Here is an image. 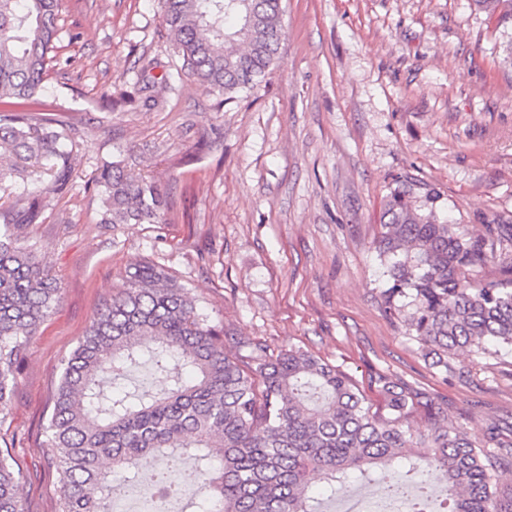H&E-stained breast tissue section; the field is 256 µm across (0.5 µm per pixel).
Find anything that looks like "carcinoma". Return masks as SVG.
Segmentation results:
<instances>
[{
    "mask_svg": "<svg viewBox=\"0 0 512 512\" xmlns=\"http://www.w3.org/2000/svg\"><path fill=\"white\" fill-rule=\"evenodd\" d=\"M512 19V0H476ZM164 21L180 70L226 95L254 88L273 67L283 36L281 0H163ZM61 0H0V100L43 91L61 40ZM79 144L52 113L0 111V184L14 202L0 207V414L14 390L26 341L35 335L59 288L22 244L21 230L41 223L43 202L69 192ZM101 224H154L167 196L104 164ZM432 188L407 179L390 191L374 251L383 267L385 312L403 323L431 357L452 369L465 352L512 346V265L502 279L475 285L469 275L512 243V224L460 234L438 224ZM232 341L247 355L224 352ZM146 361L162 386L125 390L120 381ZM388 414L372 412L344 371L301 350L277 355L213 321L191 290L166 270L140 262L123 289L105 300L65 361L54 392L47 447L60 470L58 512H112L120 484L157 470V494L175 495L186 464L199 485L196 512H317L310 476L329 486L352 474L392 472L382 493H405L406 478L444 472L447 512H498L493 473L512 459V428L494 423L480 441L448 422L425 393L379 379ZM430 433L411 428L418 406ZM497 449L491 453L490 449ZM19 474L0 456V512H20Z\"/></svg>",
    "mask_w": 512,
    "mask_h": 512,
    "instance_id": "carcinoma-1",
    "label": "carcinoma"
}]
</instances>
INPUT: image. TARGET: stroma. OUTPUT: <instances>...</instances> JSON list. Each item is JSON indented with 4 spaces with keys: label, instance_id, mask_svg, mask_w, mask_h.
Instances as JSON below:
<instances>
[{
    "label": "stroma",
    "instance_id": "35a3bbf8",
    "mask_svg": "<svg viewBox=\"0 0 512 512\" xmlns=\"http://www.w3.org/2000/svg\"><path fill=\"white\" fill-rule=\"evenodd\" d=\"M278 60L252 91L177 71L162 0H62L74 39L35 112L81 143L68 194L28 242L59 287L0 415V454L22 477V512H57L46 446L63 363L127 270L149 261L212 319L268 353L293 348L351 375L374 412L384 375L428 394L481 438L512 422V347L431 367L381 306L373 243L396 180L434 188L459 233L512 220V21L473 0H282ZM156 102L144 105L142 82ZM122 159L156 182L161 223L99 221L94 180Z\"/></svg>",
    "mask_w": 512,
    "mask_h": 512
}]
</instances>
